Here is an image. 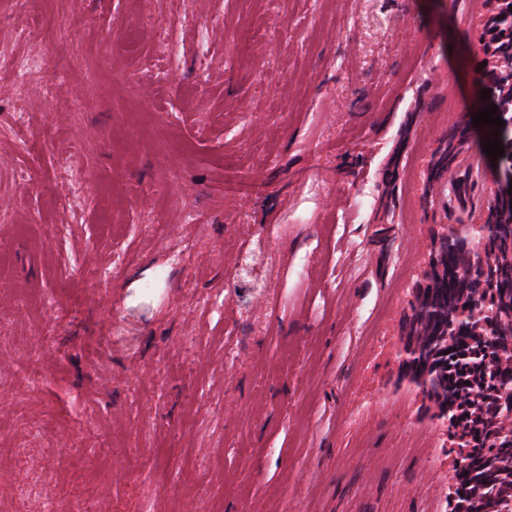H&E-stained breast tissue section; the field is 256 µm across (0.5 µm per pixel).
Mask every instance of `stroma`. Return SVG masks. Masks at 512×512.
<instances>
[{"label": "stroma", "instance_id": "stroma-1", "mask_svg": "<svg viewBox=\"0 0 512 512\" xmlns=\"http://www.w3.org/2000/svg\"><path fill=\"white\" fill-rule=\"evenodd\" d=\"M486 12L0 0L49 62L0 84V512H449L400 352L433 238L485 209L430 168L483 135Z\"/></svg>", "mask_w": 512, "mask_h": 512}]
</instances>
